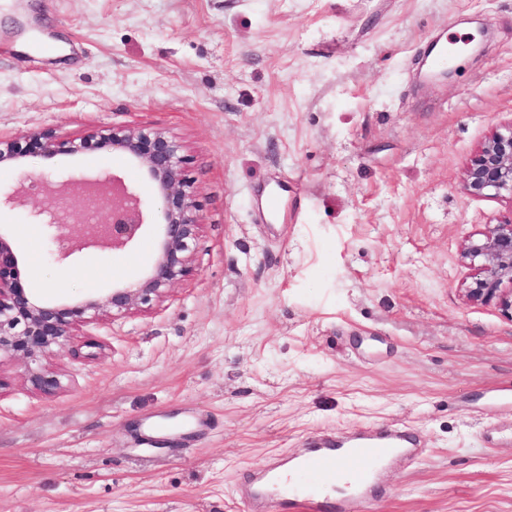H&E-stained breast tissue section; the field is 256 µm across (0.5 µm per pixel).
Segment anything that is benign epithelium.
I'll return each mask as SVG.
<instances>
[{
    "instance_id": "1",
    "label": "benign epithelium",
    "mask_w": 512,
    "mask_h": 512,
    "mask_svg": "<svg viewBox=\"0 0 512 512\" xmlns=\"http://www.w3.org/2000/svg\"><path fill=\"white\" fill-rule=\"evenodd\" d=\"M85 154L124 156L140 168L143 185L102 172L63 196L56 208L36 212L48 230L52 258L132 247L148 233L155 237V258L140 278L112 283L104 297L88 292L56 298L27 287L23 259L0 229V358L21 361L25 379L44 392L57 386L42 364L47 355L72 346L85 325L103 316L151 310L190 275L201 229L182 145L162 129L112 126L69 138L38 129L0 137V169L14 170L21 185L45 159ZM463 190L512 204V124L492 131L475 150L465 167ZM22 202L20 188L0 187V210ZM459 256L477 265L462 284L464 298L493 304L512 318V214L466 239Z\"/></svg>"
}]
</instances>
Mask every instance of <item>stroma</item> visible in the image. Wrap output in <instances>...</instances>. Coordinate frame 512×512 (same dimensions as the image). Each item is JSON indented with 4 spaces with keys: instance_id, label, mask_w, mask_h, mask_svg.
<instances>
[{
    "instance_id": "1",
    "label": "stroma",
    "mask_w": 512,
    "mask_h": 512,
    "mask_svg": "<svg viewBox=\"0 0 512 512\" xmlns=\"http://www.w3.org/2000/svg\"><path fill=\"white\" fill-rule=\"evenodd\" d=\"M440 38L452 73L421 81ZM0 45L1 137L167 130L202 224L163 301L47 358L55 390L0 360V512H253L243 475L382 422L423 452L357 512H512V412L492 399L512 389V320L464 299L459 258L512 211L461 188L512 123V0H0ZM42 169L0 212L30 288L102 295L152 264L149 236L50 260L44 180L141 172ZM271 185L286 217L261 209ZM160 418L174 442L145 443Z\"/></svg>"
}]
</instances>
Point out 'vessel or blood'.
Wrapping results in <instances>:
<instances>
[{
  "label": "vessel or blood",
  "instance_id": "vessel-or-blood-1",
  "mask_svg": "<svg viewBox=\"0 0 512 512\" xmlns=\"http://www.w3.org/2000/svg\"><path fill=\"white\" fill-rule=\"evenodd\" d=\"M420 453L417 441L394 426L371 425L322 439L301 455L272 458L249 494L259 510L274 498L281 506L304 507L308 512H327L331 507L350 512L347 499H333L334 490L370 494L382 486L391 462Z\"/></svg>",
  "mask_w": 512,
  "mask_h": 512
}]
</instances>
